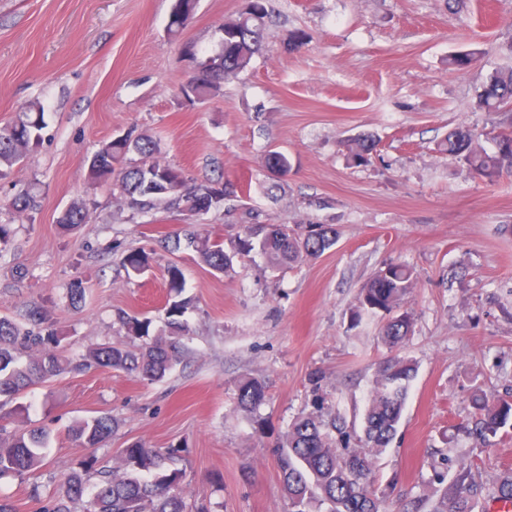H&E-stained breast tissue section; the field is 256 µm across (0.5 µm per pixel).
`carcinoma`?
Returning <instances> with one entry per match:
<instances>
[{
  "instance_id": "obj_1",
  "label": "carcinoma",
  "mask_w": 512,
  "mask_h": 512,
  "mask_svg": "<svg viewBox=\"0 0 512 512\" xmlns=\"http://www.w3.org/2000/svg\"><path fill=\"white\" fill-rule=\"evenodd\" d=\"M196 0H176L168 31L177 35L190 19ZM266 0H250L248 10L224 21L221 52L197 63L194 75L180 87V95L190 103H204L221 94L222 83L248 70L263 50ZM476 106L498 117L497 129L512 120V68L492 71L475 96ZM40 101L30 102L16 118L0 127V178L29 159L44 141L47 124ZM492 147L479 143L473 131L458 127L440 144V151L465 164L476 176L493 180L512 172V137L491 136ZM375 143L370 137L349 144L353 162L371 160ZM161 142L149 134L122 142L103 143L94 156L103 161L90 174L91 185L108 180L118 187L122 206L130 217L155 210L176 211L184 219L200 217L228 201H238L249 189L224 174L201 181L185 176L182 168L162 163ZM37 207L34 188L18 191L6 204L13 220L24 219ZM89 210L73 204L60 224L67 228L87 223ZM249 223L240 226L233 251L224 242L198 232L187 233L188 246L213 271L230 269L237 256L259 251L273 270L315 259L332 249L338 233L331 224H262L259 215L248 212ZM414 285L413 271L405 265L388 264L374 272L360 289L355 321L364 313L390 315L382 341L391 349L402 346L411 333L413 317L402 309V301ZM186 303L172 300L164 308L166 331L133 352L122 343H104L82 355L77 364L58 352L61 337L47 325L42 313L30 310L28 326L21 327L0 318V411L25 418L29 407L18 401L32 386L60 375L68 369L91 367L125 371L150 382L162 380L180 355V338L188 326L182 320ZM126 335L132 339L150 336L151 320L135 315L119 316ZM416 373L413 359L395 355L378 370L363 414L362 436L356 438L345 419L333 409L320 386L313 385L310 410L290 424L279 445L278 467L288 512H388L386 500L375 488L374 466L393 440L402 419L409 384ZM265 399V386L255 378L237 384L238 406L251 412ZM474 433L483 442L501 431L512 429V400L478 395ZM117 424L109 416L84 420L73 427L75 437L87 448L107 445ZM49 433L42 428L20 425L12 431L0 428V478L35 471L44 458ZM179 450L147 448L133 443L123 449L124 472L113 476L98 468V458L88 455L80 466L65 474L57 490L42 506V512H74L84 503L83 512H209L202 504H190L176 492L185 472L177 467ZM99 476L88 491L92 475ZM470 472L460 469L450 486L436 496L432 512H475L477 502Z\"/></svg>"
}]
</instances>
